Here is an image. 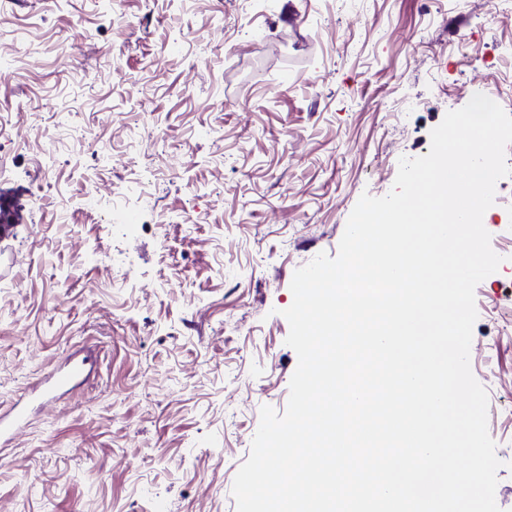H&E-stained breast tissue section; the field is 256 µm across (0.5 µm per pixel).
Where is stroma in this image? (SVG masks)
<instances>
[{"label": "stroma", "instance_id": "obj_1", "mask_svg": "<svg viewBox=\"0 0 512 512\" xmlns=\"http://www.w3.org/2000/svg\"><path fill=\"white\" fill-rule=\"evenodd\" d=\"M0 58V409L87 361L0 453V512H237L294 272L469 87L512 94V0H12ZM483 224L512 247V175ZM475 303L512 512V265ZM84 365L70 362L43 377L32 387L34 398L41 403H48L56 396L71 387L83 376Z\"/></svg>", "mask_w": 512, "mask_h": 512}]
</instances>
